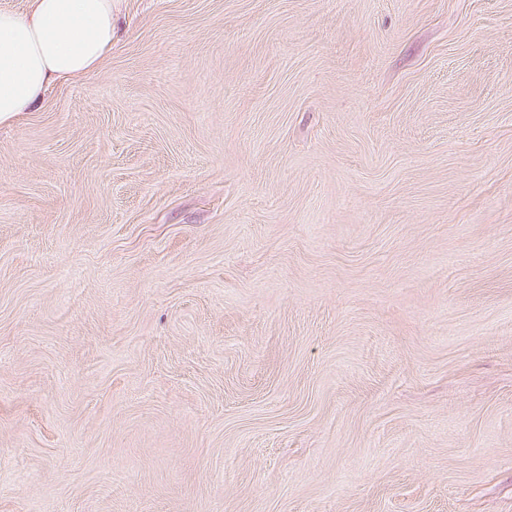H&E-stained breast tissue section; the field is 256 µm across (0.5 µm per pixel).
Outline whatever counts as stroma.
Segmentation results:
<instances>
[{"mask_svg": "<svg viewBox=\"0 0 512 512\" xmlns=\"http://www.w3.org/2000/svg\"><path fill=\"white\" fill-rule=\"evenodd\" d=\"M0 124V512H512V0H118Z\"/></svg>", "mask_w": 512, "mask_h": 512, "instance_id": "35a3bbf8", "label": "stroma"}]
</instances>
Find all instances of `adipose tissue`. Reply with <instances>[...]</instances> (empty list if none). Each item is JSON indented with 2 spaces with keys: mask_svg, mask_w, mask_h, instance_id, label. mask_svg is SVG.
Listing matches in <instances>:
<instances>
[{
  "mask_svg": "<svg viewBox=\"0 0 512 512\" xmlns=\"http://www.w3.org/2000/svg\"><path fill=\"white\" fill-rule=\"evenodd\" d=\"M115 0H30L0 11V122L38 105L55 83L93 74L112 48Z\"/></svg>",
  "mask_w": 512,
  "mask_h": 512,
  "instance_id": "ef3b65f1",
  "label": "adipose tissue"
}]
</instances>
